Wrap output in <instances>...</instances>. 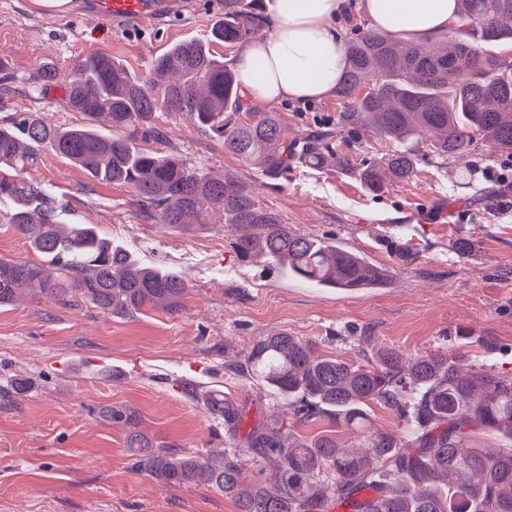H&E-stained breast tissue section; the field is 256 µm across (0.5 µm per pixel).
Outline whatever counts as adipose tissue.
<instances>
[{
    "instance_id": "ef3b65f1",
    "label": "adipose tissue",
    "mask_w": 512,
    "mask_h": 512,
    "mask_svg": "<svg viewBox=\"0 0 512 512\" xmlns=\"http://www.w3.org/2000/svg\"><path fill=\"white\" fill-rule=\"evenodd\" d=\"M373 24L427 42L459 18L457 0H359ZM277 23L239 57V78L258 101L321 98L334 91L345 64L341 24L350 0H275Z\"/></svg>"
}]
</instances>
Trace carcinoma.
I'll return each instance as SVG.
<instances>
[{"mask_svg":"<svg viewBox=\"0 0 512 512\" xmlns=\"http://www.w3.org/2000/svg\"><path fill=\"white\" fill-rule=\"evenodd\" d=\"M458 3L471 29L448 44L422 46L357 25L336 87L345 109L328 130L300 142L288 140L277 113L247 102L234 69L211 49L245 45L268 27L265 0H224L208 40L169 46L138 78L105 54L79 59L67 75L42 64L36 88L64 82L67 106L86 124L51 128L31 112H15L0 124V200L15 203L9 223L48 260L0 257V306L27 295L61 305L80 300L114 317L147 307L174 314L188 291L181 274L141 263L95 225L60 221L56 198L27 179L47 146L97 181L130 187L143 211L160 210L162 224L202 227L218 214L239 232L235 248L245 258L284 265L328 288L382 284L386 269L280 223L244 183L143 143L164 136L158 112H178L265 176L285 174L293 162L352 170L375 194L413 175L417 157L408 142L417 136H431L434 156L463 164L481 140L512 154V60L477 48L512 39V0ZM167 73L176 79L158 97L153 76ZM100 119L118 134H99ZM356 125L393 147L354 166L334 141ZM226 368L285 399L301 421L328 418L356 430L358 443L343 445L333 434L299 441L275 414L242 433L248 401L209 393L207 413L241 437L212 460L159 445L126 405L103 407L99 417L125 430L133 471L169 487L210 486L234 499L238 512H328L335 503L353 512H512L511 379L465 369L445 348L412 358L382 347L365 362H350L321 355L286 332L259 337L243 360ZM369 404L409 417L410 447L366 424ZM486 431L508 443L483 446L477 437ZM249 462L274 463L277 488L248 477Z\"/></svg>","mask_w":512,"mask_h":512,"instance_id":"obj_1","label":"carcinoma"}]
</instances>
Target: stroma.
<instances>
[{
    "instance_id": "35a3bbf8",
    "label": "stroma",
    "mask_w": 512,
    "mask_h": 512,
    "mask_svg": "<svg viewBox=\"0 0 512 512\" xmlns=\"http://www.w3.org/2000/svg\"><path fill=\"white\" fill-rule=\"evenodd\" d=\"M222 0H173L147 24L82 8L47 12L34 0H0V57L14 80L0 81V121L35 112L53 127L83 124L65 90H33L43 63L69 73L91 53L146 71L169 45L206 40ZM288 137L304 140L336 119V96L267 104ZM162 152L214 176L247 184L259 203L299 233L334 240L385 267L380 288H322L282 267L241 257L235 231L219 223L189 230L142 213L130 188L92 180L44 148L29 180L57 199L67 224H93L144 263L178 271L189 291L181 311L144 308L116 318L84 303L21 297L0 307V512H236L216 489L168 487L131 470L122 428L97 409L134 407L157 443L206 454L231 446L203 394L257 397L227 371L254 339L277 331L315 342L320 352L360 359L381 347L409 357L438 348L465 365L512 378V157L479 146L471 167L482 196L460 187L456 162L416 145L409 180L368 192L349 171L294 165L271 180L225 153L185 116L161 113ZM470 238L464 258L455 242ZM25 379V396L12 394ZM260 398V397H257ZM262 410H285L260 398Z\"/></svg>"
}]
</instances>
